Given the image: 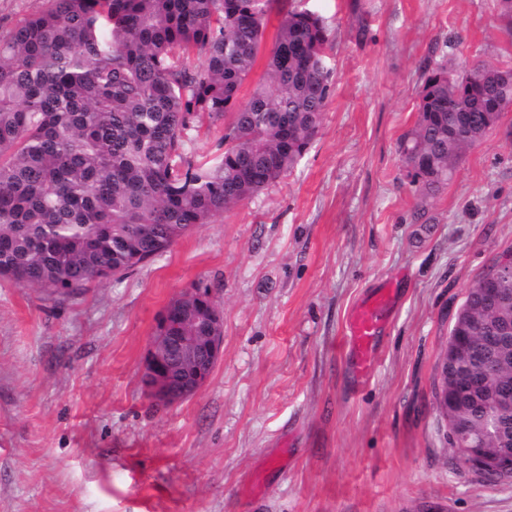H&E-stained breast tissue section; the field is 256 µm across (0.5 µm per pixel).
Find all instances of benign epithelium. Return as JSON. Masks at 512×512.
I'll use <instances>...</instances> for the list:
<instances>
[{
	"instance_id": "obj_1",
	"label": "benign epithelium",
	"mask_w": 512,
	"mask_h": 512,
	"mask_svg": "<svg viewBox=\"0 0 512 512\" xmlns=\"http://www.w3.org/2000/svg\"><path fill=\"white\" fill-rule=\"evenodd\" d=\"M490 309L498 314L500 327L492 335L478 329L462 336L446 360L447 389L454 395L452 407L458 408L452 421L456 445L466 449L469 464L483 470L512 473V433L487 422L477 427L465 413V404L476 401L494 413L512 411V389L484 383L471 386L467 371L472 353L483 350L489 364L501 370L507 366L512 351V319L501 314V306L512 300V290L492 288ZM194 314L196 336H169V319L181 322ZM224 328L221 312L212 294L192 288L171 299L160 312L154 334L144 358L142 383L149 397L167 405L194 396L210 379L221 356Z\"/></svg>"
}]
</instances>
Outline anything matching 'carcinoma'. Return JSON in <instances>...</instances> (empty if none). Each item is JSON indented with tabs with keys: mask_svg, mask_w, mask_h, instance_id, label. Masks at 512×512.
I'll return each mask as SVG.
<instances>
[{
	"mask_svg": "<svg viewBox=\"0 0 512 512\" xmlns=\"http://www.w3.org/2000/svg\"><path fill=\"white\" fill-rule=\"evenodd\" d=\"M273 0H47L0 35V278L59 295L121 277L286 176L331 96L325 18L288 5L262 79L241 88ZM512 106V68L427 71L399 143L420 198ZM224 122L221 152L193 132ZM484 280L448 332H487Z\"/></svg>",
	"mask_w": 512,
	"mask_h": 512,
	"instance_id": "obj_1",
	"label": "carcinoma"
}]
</instances>
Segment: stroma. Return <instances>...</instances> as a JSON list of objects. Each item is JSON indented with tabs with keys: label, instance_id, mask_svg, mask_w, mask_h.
<instances>
[{
	"label": "stroma",
	"instance_id": "obj_1",
	"mask_svg": "<svg viewBox=\"0 0 512 512\" xmlns=\"http://www.w3.org/2000/svg\"><path fill=\"white\" fill-rule=\"evenodd\" d=\"M332 33L321 130L284 178L118 281L0 280V512H512L446 439L435 387L468 288L512 252V109L420 200L399 161L427 69L512 67L493 0H296ZM209 289L207 384L142 389L159 312ZM390 288L364 380L354 309Z\"/></svg>",
	"mask_w": 512,
	"mask_h": 512
}]
</instances>
